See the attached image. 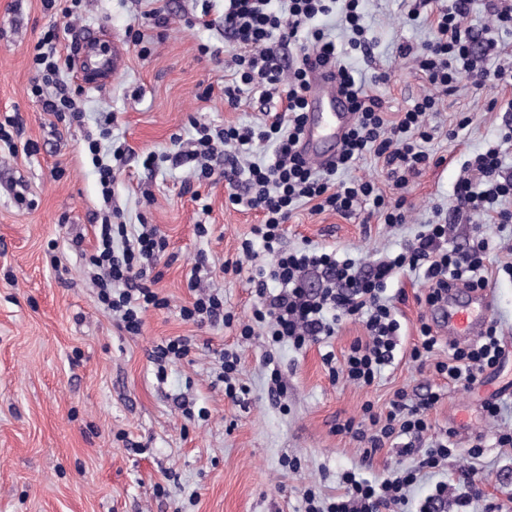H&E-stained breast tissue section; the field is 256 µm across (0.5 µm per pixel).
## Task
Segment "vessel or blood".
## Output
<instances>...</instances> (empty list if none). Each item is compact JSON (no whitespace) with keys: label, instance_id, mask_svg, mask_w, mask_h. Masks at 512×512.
<instances>
[{"label":"vessel or blood","instance_id":"1","mask_svg":"<svg viewBox=\"0 0 512 512\" xmlns=\"http://www.w3.org/2000/svg\"><path fill=\"white\" fill-rule=\"evenodd\" d=\"M309 106L303 150L307 158L322 164L330 154L321 149V141L327 138L334 145H341L344 133L354 120L353 112L338 92L331 68L314 69ZM493 306L490 290L472 292L455 286L447 301L430 312L429 317L433 326L449 338L473 339L484 332Z\"/></svg>","mask_w":512,"mask_h":512}]
</instances>
